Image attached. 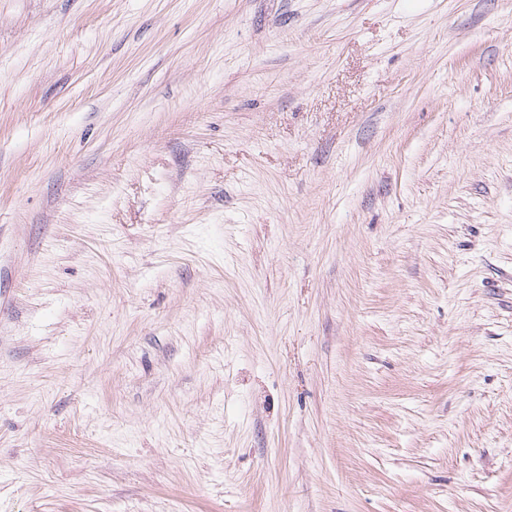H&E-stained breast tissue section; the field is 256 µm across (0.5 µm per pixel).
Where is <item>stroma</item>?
<instances>
[{"instance_id": "35a3bbf8", "label": "stroma", "mask_w": 512, "mask_h": 512, "mask_svg": "<svg viewBox=\"0 0 512 512\" xmlns=\"http://www.w3.org/2000/svg\"><path fill=\"white\" fill-rule=\"evenodd\" d=\"M0 512H512V0H0Z\"/></svg>"}]
</instances>
